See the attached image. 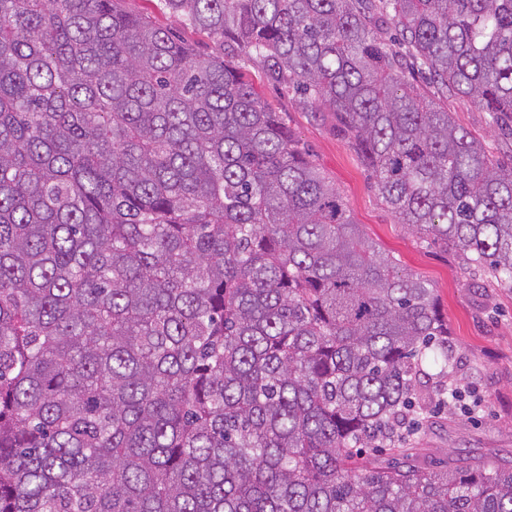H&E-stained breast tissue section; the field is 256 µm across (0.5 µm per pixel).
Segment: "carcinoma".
Wrapping results in <instances>:
<instances>
[{"mask_svg":"<svg viewBox=\"0 0 512 512\" xmlns=\"http://www.w3.org/2000/svg\"><path fill=\"white\" fill-rule=\"evenodd\" d=\"M0 0V512H512L377 453L462 401L433 289L232 64L336 116L414 232L512 288V0ZM118 6L128 14L147 16L155 25L173 30L202 56L222 53L218 45L206 35L189 26H183L166 8L163 0H118ZM448 112H452L461 126L485 141L494 162L504 167L512 166V138L509 140L489 126L487 112L474 104L448 95Z\"/></svg>","mask_w":512,"mask_h":512,"instance_id":"obj_1","label":"carcinoma"}]
</instances>
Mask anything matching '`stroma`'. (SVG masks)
Listing matches in <instances>:
<instances>
[{"label": "stroma", "mask_w": 512, "mask_h": 512, "mask_svg": "<svg viewBox=\"0 0 512 512\" xmlns=\"http://www.w3.org/2000/svg\"><path fill=\"white\" fill-rule=\"evenodd\" d=\"M132 15L149 17L170 29L200 55H214L218 45L182 25L164 0H118ZM249 77L262 102L278 112L311 158L342 194L356 223L384 252L408 272L427 280L437 308L448 325V340L459 361L458 385L474 390V412H441L425 422L412 441L413 458L437 468L480 464L489 468L512 461V288L490 276H471L456 253L423 241L399 224L379 197L365 163L336 131L330 116H313L300 108L291 91L268 79L259 61ZM448 110L457 123L485 141L499 165L512 166V141L492 130L488 116L474 104L452 97Z\"/></svg>", "instance_id": "stroma-1"}]
</instances>
